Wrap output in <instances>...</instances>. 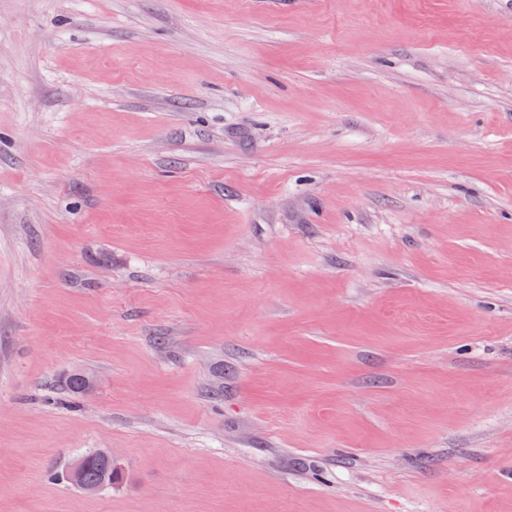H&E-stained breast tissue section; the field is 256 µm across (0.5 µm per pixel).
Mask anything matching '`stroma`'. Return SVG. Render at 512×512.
Masks as SVG:
<instances>
[{
	"mask_svg": "<svg viewBox=\"0 0 512 512\" xmlns=\"http://www.w3.org/2000/svg\"><path fill=\"white\" fill-rule=\"evenodd\" d=\"M0 512H512V0H0ZM84 458L75 460L68 468L69 480L85 493L93 494L98 492L101 487L111 486L118 483L121 479L120 470L112 464L110 454L91 455L87 461L85 471V480L83 478ZM95 484H99L95 485Z\"/></svg>",
	"mask_w": 512,
	"mask_h": 512,
	"instance_id": "35a3bbf8",
	"label": "stroma"
}]
</instances>
